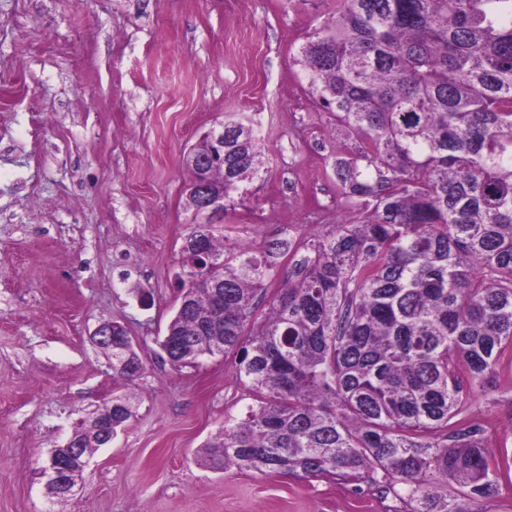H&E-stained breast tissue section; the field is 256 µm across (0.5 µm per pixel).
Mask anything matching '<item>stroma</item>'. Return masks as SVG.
I'll return each mask as SVG.
<instances>
[{"mask_svg":"<svg viewBox=\"0 0 512 512\" xmlns=\"http://www.w3.org/2000/svg\"><path fill=\"white\" fill-rule=\"evenodd\" d=\"M334 0H0V512H397L331 478L212 470L204 444L253 402L232 357L176 368L157 343L197 219L188 149L232 116L264 166L212 229L264 257L336 223L346 151L295 63ZM123 325L145 370L92 341ZM135 414L64 499L42 475L86 414ZM134 404L129 397L116 396L110 401V412L112 413V426L104 433L105 445L112 443V433L118 432L131 418ZM103 445V446H105Z\"/></svg>","mask_w":512,"mask_h":512,"instance_id":"stroma-1","label":"stroma"}]
</instances>
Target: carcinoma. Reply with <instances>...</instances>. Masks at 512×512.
Masks as SVG:
<instances>
[{"instance_id": "carcinoma-1", "label": "carcinoma", "mask_w": 512, "mask_h": 512, "mask_svg": "<svg viewBox=\"0 0 512 512\" xmlns=\"http://www.w3.org/2000/svg\"><path fill=\"white\" fill-rule=\"evenodd\" d=\"M296 62L351 141L334 168L358 217L262 260L207 224L188 234L170 363L231 354L255 401L203 460L368 483L403 512H484L512 461V432L492 441L468 413L502 404L512 367V0H336ZM258 142L224 120V198L259 174ZM112 370L144 372L126 334ZM133 410L112 398V431ZM104 429L98 409L81 421L80 457Z\"/></svg>"}]
</instances>
